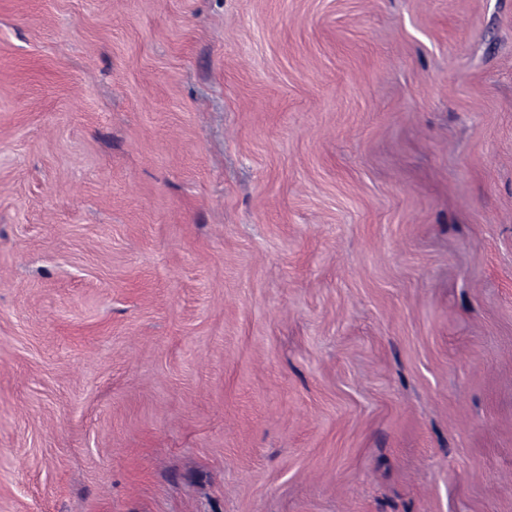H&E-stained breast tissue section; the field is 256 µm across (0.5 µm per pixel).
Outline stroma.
<instances>
[{
	"instance_id": "35a3bbf8",
	"label": "stroma",
	"mask_w": 512,
	"mask_h": 512,
	"mask_svg": "<svg viewBox=\"0 0 512 512\" xmlns=\"http://www.w3.org/2000/svg\"><path fill=\"white\" fill-rule=\"evenodd\" d=\"M0 512H512V0H0Z\"/></svg>"
}]
</instances>
